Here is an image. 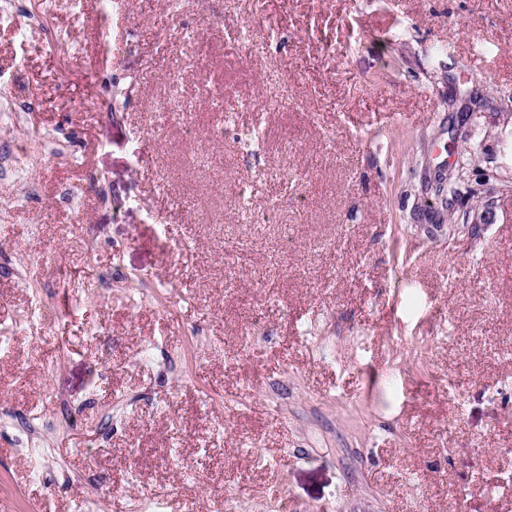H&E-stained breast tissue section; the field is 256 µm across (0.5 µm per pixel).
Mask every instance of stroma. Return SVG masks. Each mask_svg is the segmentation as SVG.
I'll return each instance as SVG.
<instances>
[{
  "mask_svg": "<svg viewBox=\"0 0 512 512\" xmlns=\"http://www.w3.org/2000/svg\"><path fill=\"white\" fill-rule=\"evenodd\" d=\"M23 6L0 512H512V0Z\"/></svg>",
  "mask_w": 512,
  "mask_h": 512,
  "instance_id": "35a3bbf8",
  "label": "stroma"
}]
</instances>
